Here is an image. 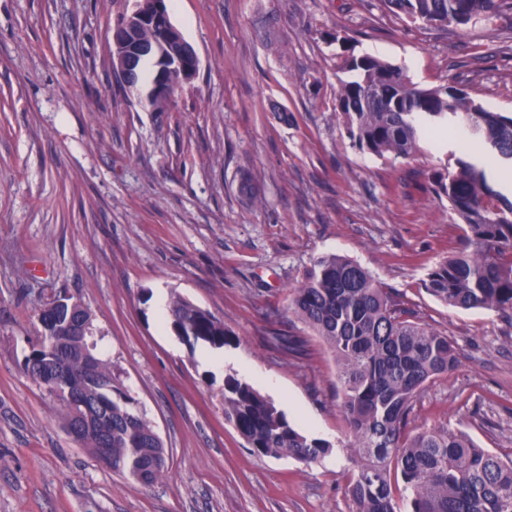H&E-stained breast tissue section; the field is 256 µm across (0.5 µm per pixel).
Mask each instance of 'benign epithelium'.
I'll list each match as a JSON object with an SVG mask.
<instances>
[{
	"mask_svg": "<svg viewBox=\"0 0 512 512\" xmlns=\"http://www.w3.org/2000/svg\"><path fill=\"white\" fill-rule=\"evenodd\" d=\"M171 29L169 13L165 12L160 0H134L131 12L117 23L112 33V44L116 50L115 59L112 60V73L123 89L139 90V74L143 62L152 60L158 63L150 88L142 96V102L154 112L166 110L173 96L165 68L160 65V45L166 43ZM145 30L151 31L152 36H143ZM171 52L179 58L191 61V69L184 74V82H190L199 68L195 49L190 43L180 41L171 48ZM66 305L72 309L75 302L58 299L44 306L39 313L40 335L52 337V343L56 345L64 337L83 331L76 318L71 315L66 321H61L60 311Z\"/></svg>",
	"mask_w": 512,
	"mask_h": 512,
	"instance_id": "7a95c632",
	"label": "benign epithelium"
}]
</instances>
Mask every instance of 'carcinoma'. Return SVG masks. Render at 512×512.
Instances as JSON below:
<instances>
[{"label":"carcinoma","mask_w":512,"mask_h":512,"mask_svg":"<svg viewBox=\"0 0 512 512\" xmlns=\"http://www.w3.org/2000/svg\"><path fill=\"white\" fill-rule=\"evenodd\" d=\"M383 3L430 26H466L512 11V0ZM337 69L355 73L339 81L336 111L361 151L413 157L432 128L466 127L467 140L448 154L447 174L433 177L436 193L448 198L463 223L464 244L428 272L424 288L452 308L512 312V199L471 160L485 152L512 163V115L485 108L454 85L419 88L402 68L369 55L344 58ZM288 310L335 359L340 412L350 437L346 447L356 457L347 491L357 512H512V458L504 460L446 426L406 434L419 391L459 364L458 348L446 334L415 321L398 293L338 255L314 261L292 290ZM168 315L176 335L194 346L239 343L224 321L179 295L168 300ZM76 317L85 325L83 333L65 338L58 354L32 345L24 369L62 405L66 426L81 413L66 401L67 389L80 392L87 409L103 414L112 430V471L151 484L167 467L164 444L112 363L97 353L89 310L78 305ZM271 342L292 355L305 349L299 336H273ZM101 379L111 380V388L98 387ZM224 419L262 456L311 463L331 448L230 374L224 378Z\"/></svg>","instance_id":"1"}]
</instances>
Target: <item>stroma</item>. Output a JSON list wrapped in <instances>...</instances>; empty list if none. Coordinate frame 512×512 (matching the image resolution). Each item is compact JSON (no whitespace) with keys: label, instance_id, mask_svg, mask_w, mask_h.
I'll return each instance as SVG.
<instances>
[{"label":"stroma","instance_id":"stroma-1","mask_svg":"<svg viewBox=\"0 0 512 512\" xmlns=\"http://www.w3.org/2000/svg\"><path fill=\"white\" fill-rule=\"evenodd\" d=\"M167 5L200 64L153 112L112 77V29L132 0H0V512H356L334 358L288 311L292 288L331 254L458 348L460 365L417 395L414 427L460 429L512 457V317L449 308L423 287L463 246L430 188L445 145L372 155L336 110L337 58L353 53L512 113V12L439 29L382 0ZM173 292L239 345L180 340L160 311ZM63 294L88 308L165 444L152 485L78 446L23 371L40 309ZM275 334L304 337V353L273 347ZM229 374L331 453L311 464L253 453L224 419Z\"/></svg>","mask_w":512,"mask_h":512}]
</instances>
